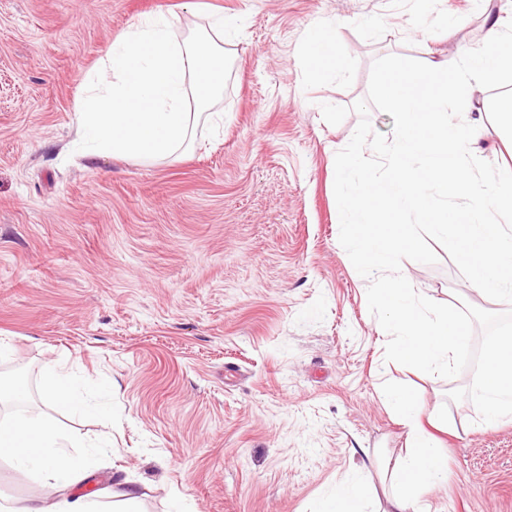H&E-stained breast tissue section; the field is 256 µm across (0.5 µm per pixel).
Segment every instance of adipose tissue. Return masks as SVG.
<instances>
[{"label": "adipose tissue", "mask_w": 512, "mask_h": 512, "mask_svg": "<svg viewBox=\"0 0 512 512\" xmlns=\"http://www.w3.org/2000/svg\"><path fill=\"white\" fill-rule=\"evenodd\" d=\"M212 37L179 39L173 18L164 12L142 20L116 36L106 54L110 78L81 98L77 132L86 155H126L145 160L176 156L191 142L199 118L218 124L223 113L212 106L224 89L222 43L239 33L237 24L216 19ZM40 394L50 407L67 414L93 413L107 417L104 399H88L59 364H46ZM380 399L408 429L404 456L382 465L387 512H422L423 492L446 482L447 462L433 437L421 425L420 398L398 385L383 388ZM71 439L58 424L41 415L23 413L0 417V457L32 473L44 489L68 490L89 476V460L112 449L111 441L84 452H68ZM0 512H106L102 503L83 497L52 500L42 492L19 501L0 503Z\"/></svg>", "instance_id": "1"}]
</instances>
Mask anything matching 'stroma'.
<instances>
[{
    "instance_id": "35a3bbf8",
    "label": "stroma",
    "mask_w": 512,
    "mask_h": 512,
    "mask_svg": "<svg viewBox=\"0 0 512 512\" xmlns=\"http://www.w3.org/2000/svg\"><path fill=\"white\" fill-rule=\"evenodd\" d=\"M158 11L184 37L216 16L242 21L224 46V125H199L178 159L88 161L75 145L82 83ZM491 16L511 21L512 0H0V374L28 387L34 414L47 410L46 363L66 362L89 396L112 383V450L73 496L120 482L142 512L179 494L195 512H317L361 476L378 512V461L407 439L379 398L395 382L448 423L436 433L448 480L424 494L429 512H512V423L449 400L472 370L444 379L386 361L334 195L373 62L448 59L481 46ZM321 18L336 22L334 79L305 54ZM470 97L476 154L502 165L491 93ZM325 103L348 108L342 123L325 122ZM434 251L436 264L404 263L418 293L512 310Z\"/></svg>"
}]
</instances>
